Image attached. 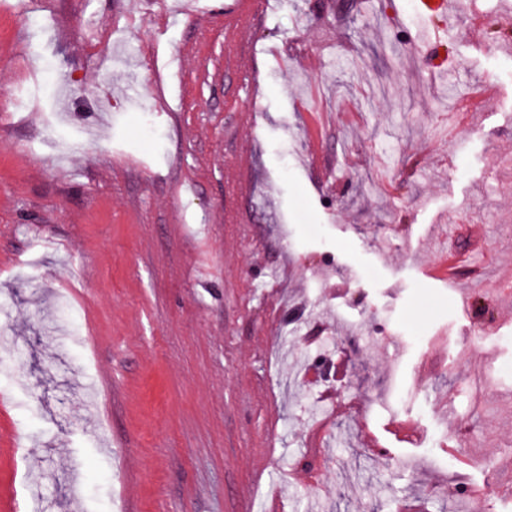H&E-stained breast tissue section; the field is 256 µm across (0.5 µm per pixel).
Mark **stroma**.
Returning a JSON list of instances; mask_svg holds the SVG:
<instances>
[{
	"mask_svg": "<svg viewBox=\"0 0 512 512\" xmlns=\"http://www.w3.org/2000/svg\"><path fill=\"white\" fill-rule=\"evenodd\" d=\"M173 2L0 0V491L464 512L512 486V0ZM456 245L481 278L440 285Z\"/></svg>",
	"mask_w": 512,
	"mask_h": 512,
	"instance_id": "35a3bbf8",
	"label": "stroma"
}]
</instances>
